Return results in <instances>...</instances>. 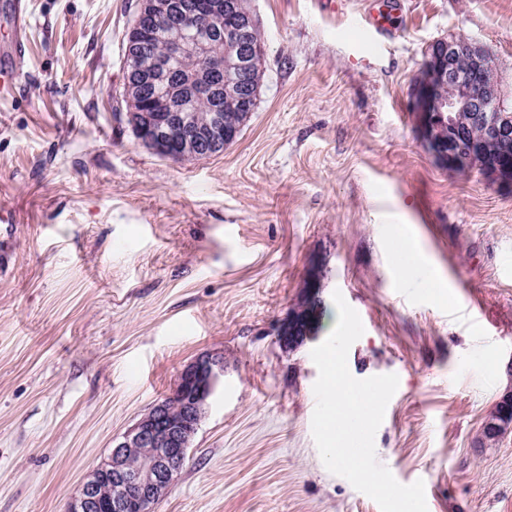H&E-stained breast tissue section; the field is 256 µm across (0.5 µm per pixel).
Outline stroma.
Returning <instances> with one entry per match:
<instances>
[{
  "mask_svg": "<svg viewBox=\"0 0 512 512\" xmlns=\"http://www.w3.org/2000/svg\"><path fill=\"white\" fill-rule=\"evenodd\" d=\"M256 107L220 155L174 162L126 121L138 0H31L25 75L0 97V512H65L113 444L203 356L224 376L155 512H380L313 440L310 353L278 336L311 277L364 332L348 368L399 386L378 461L428 512H512V185L435 159L426 53L488 48L512 99V0H248ZM448 281L401 276L390 229Z\"/></svg>",
  "mask_w": 512,
  "mask_h": 512,
  "instance_id": "1",
  "label": "stroma"
}]
</instances>
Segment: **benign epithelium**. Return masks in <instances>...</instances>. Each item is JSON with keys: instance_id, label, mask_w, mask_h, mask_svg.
<instances>
[{"instance_id": "1", "label": "benign epithelium", "mask_w": 512, "mask_h": 512, "mask_svg": "<svg viewBox=\"0 0 512 512\" xmlns=\"http://www.w3.org/2000/svg\"><path fill=\"white\" fill-rule=\"evenodd\" d=\"M235 17L224 25V18ZM171 37L192 32L194 42L177 40L173 48L191 51L203 66L213 65L209 43L213 26L224 27V43L231 46L236 62L235 102L243 112H252V69L245 61L263 57V48L252 38L256 22L239 9L238 0H214L204 13L190 14L173 0H139L134 28L138 38L125 55L128 112L126 116L138 140L154 152L173 161L188 157L206 158L224 151L240 134L241 127L201 129L188 120L187 99L169 101L165 110H153L150 84L162 71L151 44L157 24ZM448 83V98L436 95L437 86ZM418 111L422 137L428 149L455 168L462 163L484 160L481 172L488 178L512 184V106L504 103L494 79L487 52L460 40L438 41L432 45L418 89ZM320 283L312 278L301 303L291 307L278 335L288 345L304 341L302 312L316 300ZM224 375V358L206 356L187 365L180 373L168 399L154 404L126 432L83 482L78 495L65 512H99L103 507V485L112 484L109 508L112 512H153L158 498L170 489L187 461L201 420ZM190 394L182 417L171 419L167 400ZM141 448L155 449L154 461L145 469L132 470L129 460Z\"/></svg>"}]
</instances>
